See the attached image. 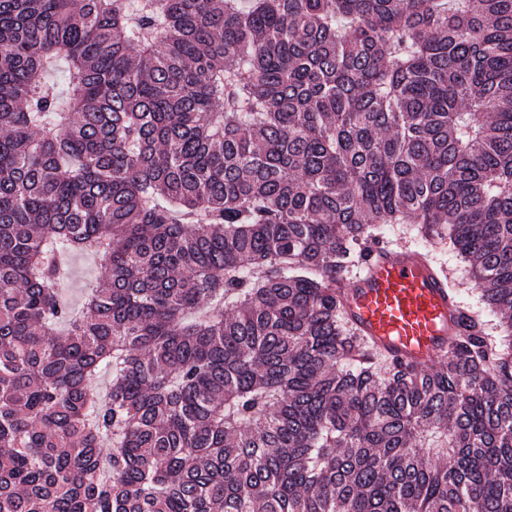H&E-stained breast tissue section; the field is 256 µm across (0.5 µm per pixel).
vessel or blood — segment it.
I'll return each instance as SVG.
<instances>
[{
    "label": "vessel or blood",
    "mask_w": 512,
    "mask_h": 512,
    "mask_svg": "<svg viewBox=\"0 0 512 512\" xmlns=\"http://www.w3.org/2000/svg\"><path fill=\"white\" fill-rule=\"evenodd\" d=\"M348 323L373 351L420 369L446 360L462 334L463 309L416 249L378 244L336 286Z\"/></svg>",
    "instance_id": "b4317fda"
}]
</instances>
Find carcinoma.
Instances as JSON below:
<instances>
[{"label": "carcinoma", "instance_id": "carcinoma-1", "mask_svg": "<svg viewBox=\"0 0 512 512\" xmlns=\"http://www.w3.org/2000/svg\"><path fill=\"white\" fill-rule=\"evenodd\" d=\"M392 224L498 335L370 356L332 285ZM502 336L512 0H0V512H512ZM65 274L64 298L74 307H80L88 288L106 274L105 262L93 255L77 254L63 260Z\"/></svg>", "mask_w": 512, "mask_h": 512}]
</instances>
